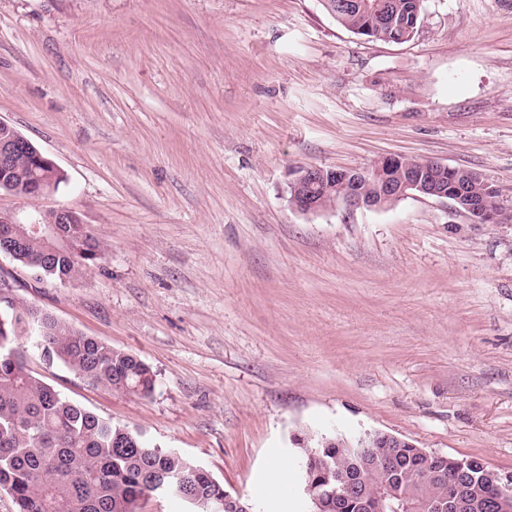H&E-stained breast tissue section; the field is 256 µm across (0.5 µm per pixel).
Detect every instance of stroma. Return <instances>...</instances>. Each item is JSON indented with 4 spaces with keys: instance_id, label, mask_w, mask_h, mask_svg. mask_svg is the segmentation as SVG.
Wrapping results in <instances>:
<instances>
[{
    "instance_id": "obj_1",
    "label": "stroma",
    "mask_w": 512,
    "mask_h": 512,
    "mask_svg": "<svg viewBox=\"0 0 512 512\" xmlns=\"http://www.w3.org/2000/svg\"><path fill=\"white\" fill-rule=\"evenodd\" d=\"M0 120L66 175L0 212L75 210L105 248L64 287L0 255L15 300L156 375L139 398L31 350L62 396L257 512H303L299 444L323 434L512 472V222L288 204L298 169L405 155L512 205V0H425L404 43L320 0H0Z\"/></svg>"
}]
</instances>
